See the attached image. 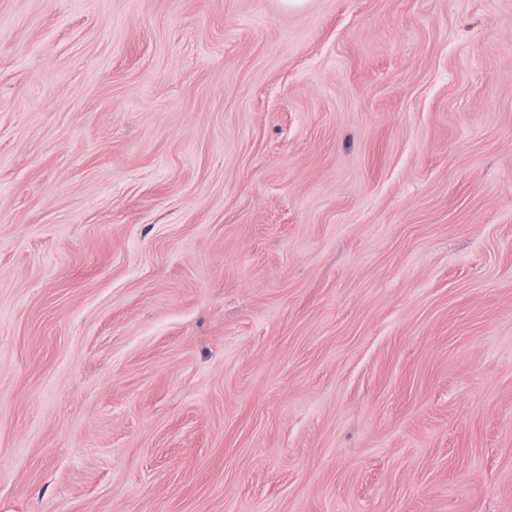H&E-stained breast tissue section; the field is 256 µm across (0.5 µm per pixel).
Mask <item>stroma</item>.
Segmentation results:
<instances>
[{"instance_id": "obj_1", "label": "stroma", "mask_w": 512, "mask_h": 512, "mask_svg": "<svg viewBox=\"0 0 512 512\" xmlns=\"http://www.w3.org/2000/svg\"><path fill=\"white\" fill-rule=\"evenodd\" d=\"M0 512H512V0H0Z\"/></svg>"}]
</instances>
